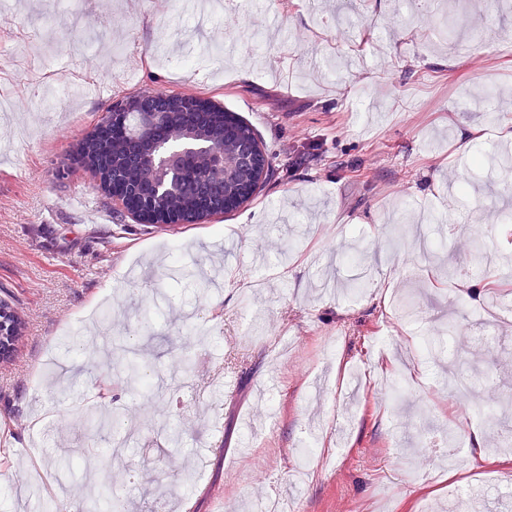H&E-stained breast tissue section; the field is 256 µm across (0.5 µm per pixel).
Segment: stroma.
I'll return each mask as SVG.
<instances>
[{"label": "stroma", "mask_w": 512, "mask_h": 512, "mask_svg": "<svg viewBox=\"0 0 512 512\" xmlns=\"http://www.w3.org/2000/svg\"><path fill=\"white\" fill-rule=\"evenodd\" d=\"M208 33L193 0H110L75 56L73 0H15L0 12V96L12 101L0 141V299L24 327L0 360V512H84L121 487L139 512H222L196 495L223 482L241 512L284 499L291 512L460 510L452 486L480 492L487 512H512V465L481 463L471 443L508 448L512 334L479 325L490 300L512 306V282L483 291L484 272L512 273V185L501 172L512 146V0H223ZM460 14L447 40L443 26ZM482 15L474 24V15ZM46 49L45 74H81L95 95L46 108L28 69ZM485 66L471 68L474 57ZM193 94L255 132L273 165L296 160L236 211L198 224L117 228L112 201L77 163L80 142L110 106L142 86ZM486 90L473 99L474 87ZM499 113L496 122L489 113ZM487 156L482 170L461 156ZM408 183L406 195L396 188ZM452 207L419 224L420 208ZM484 243L457 251L458 237ZM442 240L431 263L419 245ZM221 267L222 287L179 280L171 256ZM369 288L351 291L357 274ZM469 288H460V279ZM150 306L156 320L138 323ZM193 330H180L183 316ZM446 346L420 337L448 321ZM136 334L158 371L132 395L124 364H82L66 398L48 360L74 341L108 345ZM193 359L190 372L175 363ZM238 376L231 396L212 381ZM497 376L487 398L498 419L470 424L449 405V376ZM126 412L121 433L86 439L89 414ZM314 452H306L307 444ZM77 459L57 495L58 459ZM161 469L159 482L131 472Z\"/></svg>", "instance_id": "stroma-1"}]
</instances>
